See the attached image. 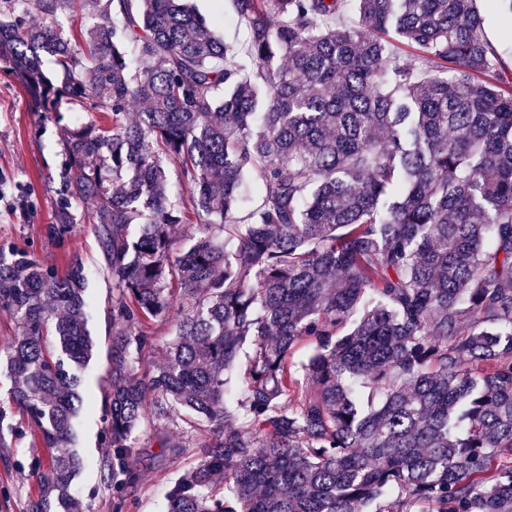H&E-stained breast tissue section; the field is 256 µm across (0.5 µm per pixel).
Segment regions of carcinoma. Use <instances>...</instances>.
<instances>
[{"label":"carcinoma","instance_id":"1","mask_svg":"<svg viewBox=\"0 0 512 512\" xmlns=\"http://www.w3.org/2000/svg\"><path fill=\"white\" fill-rule=\"evenodd\" d=\"M476 2L234 0L240 54L179 0H0V69L36 111L95 110L66 150L112 279L117 507L162 422L198 456L164 512H512V78ZM86 305L80 256L0 246L13 401L49 453L30 512L79 507Z\"/></svg>","mask_w":512,"mask_h":512}]
</instances>
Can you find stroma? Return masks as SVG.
I'll return each instance as SVG.
<instances>
[{
    "instance_id": "1",
    "label": "stroma",
    "mask_w": 512,
    "mask_h": 512,
    "mask_svg": "<svg viewBox=\"0 0 512 512\" xmlns=\"http://www.w3.org/2000/svg\"><path fill=\"white\" fill-rule=\"evenodd\" d=\"M486 16L485 36L512 68V14L501 0H479ZM88 103L60 96L55 111H35L18 82L0 71V244L34 251L46 264L65 270L69 256L85 264L87 328L96 345L83 369L84 391L92 405L80 413L70 447L84 462L71 491L79 512H161L166 490L195 466L194 449L172 428L156 425L144 431L133 460L135 484L123 493L124 505L115 508L112 486L99 463L106 450L103 399L108 389V358L112 348V281L106 261L87 217L95 208L90 200H70L72 177L64 136L88 119ZM70 202L74 222L64 231L49 233L63 202ZM13 383L0 366V407L14 425L5 447H0V512H29L37 496L36 473L44 450L11 401Z\"/></svg>"
}]
</instances>
